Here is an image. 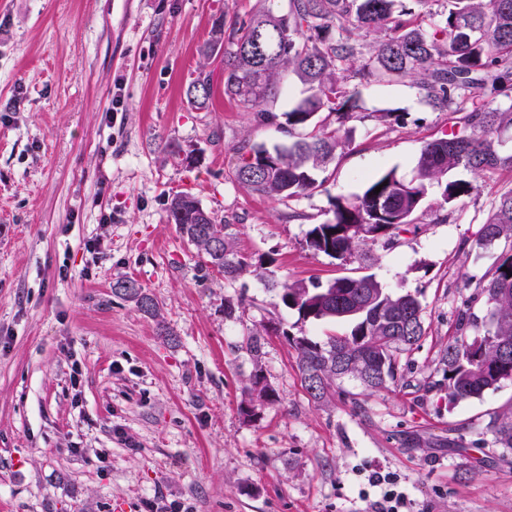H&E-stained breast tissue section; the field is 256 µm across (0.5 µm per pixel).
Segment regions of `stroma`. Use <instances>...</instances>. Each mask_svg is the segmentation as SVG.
Masks as SVG:
<instances>
[{"label": "stroma", "mask_w": 512, "mask_h": 512, "mask_svg": "<svg viewBox=\"0 0 512 512\" xmlns=\"http://www.w3.org/2000/svg\"><path fill=\"white\" fill-rule=\"evenodd\" d=\"M287 4L0 0V512H141L149 501L371 512L389 490L410 512H512V450L490 432L512 410V383L452 404L440 364L460 312L486 314L477 278L512 250L474 246L512 169L450 170L472 193L449 214L430 191L394 243L366 241L344 260L310 251L306 233L332 217L333 197L391 169L410 179L449 124L410 80L363 84L355 117L318 115L350 143L315 171L317 188L269 198L239 187V147L289 136L225 97L221 56L199 48L216 17L239 25ZM202 69L213 98L196 110L184 89ZM183 192L230 225L249 263L234 281L170 220ZM364 274L415 294L426 333L397 384L347 378L314 399L288 339L351 325L301 320L263 279ZM121 277L154 297L160 319L113 294ZM256 331L255 358L245 342ZM258 377L273 401L257 398ZM454 431L466 447H449Z\"/></svg>", "instance_id": "obj_1"}]
</instances>
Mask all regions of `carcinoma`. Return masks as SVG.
<instances>
[{
  "label": "carcinoma",
  "mask_w": 512,
  "mask_h": 512,
  "mask_svg": "<svg viewBox=\"0 0 512 512\" xmlns=\"http://www.w3.org/2000/svg\"><path fill=\"white\" fill-rule=\"evenodd\" d=\"M398 0H288L287 11L263 12L232 29L224 38V16L213 22L202 54L224 53V95L258 108L268 124L278 113L266 108L281 89L288 72L307 87V95L284 113L288 144L253 146L240 152L232 180L249 192L267 197H292L316 188L312 172L326 166L347 144L318 121L328 108L347 116L357 107L359 84L409 78L428 104L448 110L459 97L477 105L451 125V133L424 143L409 184L391 169L369 180L354 198L333 199V216L314 224L306 246L316 254L345 259L368 240L392 241L413 221L428 190L436 187L442 202L451 204L471 194L473 186L450 180L448 171L463 167L479 175L512 169V152L502 149L501 135L512 131V110L490 106L489 98L512 81V0H448V12L425 24L395 13ZM375 35L368 51L358 32ZM213 94L211 74L201 70L188 83L185 95L196 109H206ZM379 193H373L377 186ZM169 218L205 264L235 280L248 266L234 247L230 225L218 224L189 193L175 195ZM512 242V189L495 202L489 219L477 232L476 245ZM512 253L483 273L477 287L487 313L483 331L468 311L459 315V328L448 339L440 364L448 402L480 398L512 381ZM282 303L304 320L352 323L349 334L315 341L299 337L292 347L307 392L324 399L336 381L353 378L370 389L397 380V357L414 349L425 335L417 296L393 292L373 275L339 277L323 286L301 281L265 280ZM112 292L153 319L160 317L155 299L135 279L123 277ZM474 334H469V330ZM511 357L503 360L499 346ZM494 444L512 450V415L496 416L490 426Z\"/></svg>",
  "instance_id": "cac0c4a2"
}]
</instances>
